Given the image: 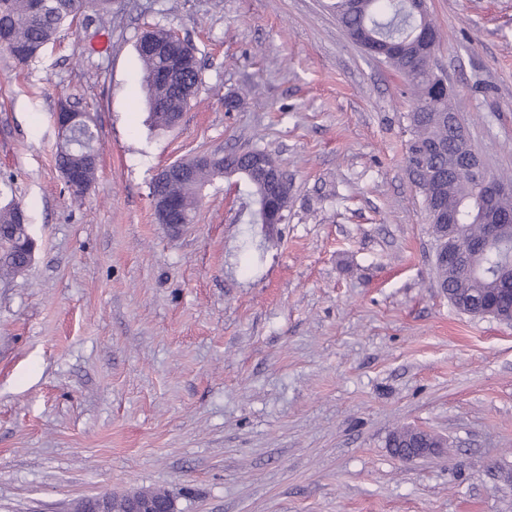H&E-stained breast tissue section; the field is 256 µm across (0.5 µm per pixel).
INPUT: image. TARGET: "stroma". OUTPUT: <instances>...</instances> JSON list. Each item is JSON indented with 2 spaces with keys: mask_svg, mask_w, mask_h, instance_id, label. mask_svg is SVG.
Here are the masks:
<instances>
[{
  "mask_svg": "<svg viewBox=\"0 0 512 512\" xmlns=\"http://www.w3.org/2000/svg\"><path fill=\"white\" fill-rule=\"evenodd\" d=\"M330 2L116 0L27 64L0 48V201L36 243L0 280V512L144 489L175 512H512V323L438 288L408 85ZM428 7L475 150L512 174V0ZM153 28L202 73L164 132L136 51ZM64 101L99 139L79 199L55 161ZM248 149L288 178L284 223H249L232 177L180 231L157 223L161 168ZM399 427L448 446L402 461Z\"/></svg>",
  "mask_w": 512,
  "mask_h": 512,
  "instance_id": "35a3bbf8",
  "label": "stroma"
}]
</instances>
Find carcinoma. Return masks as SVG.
I'll use <instances>...</instances> for the list:
<instances>
[{
	"label": "carcinoma",
	"instance_id": "1",
	"mask_svg": "<svg viewBox=\"0 0 512 512\" xmlns=\"http://www.w3.org/2000/svg\"><path fill=\"white\" fill-rule=\"evenodd\" d=\"M114 0H0V47L9 51L20 64L37 57L43 48L86 10L102 18L112 14ZM336 17L341 25L358 35L361 43L372 47L378 59L403 75L410 90L407 113L411 139L407 164L412 181L419 189L425 210L439 206L454 214L452 224L429 225L435 249L448 246L469 251V263H435L437 283L449 300L476 297L484 302L494 299L502 277L512 276V243L494 242L479 249L486 227L477 223L481 189L474 180L448 175V159L461 152L458 140L449 133L448 95L440 86L442 76L433 68L439 43L424 49L420 34L436 33L437 26L429 12L414 8L411 0H336ZM144 73L142 83L153 129L170 128L171 113L184 111L201 83L197 60H189L183 80L174 84L166 76L167 60L144 50L138 51ZM98 155L97 130L93 116L75 115L71 130L64 134L56 164L78 175L79 183L91 184L96 165L89 155ZM215 174L200 170L189 182L172 181L159 187L160 193L177 202L193 215L198 206V192ZM32 238L28 224L22 222L18 205L10 202L0 207V278L24 272L25 254ZM415 437L435 447L443 439L435 434L411 429L393 432L389 442L403 444Z\"/></svg>",
	"mask_w": 512,
	"mask_h": 512
}]
</instances>
